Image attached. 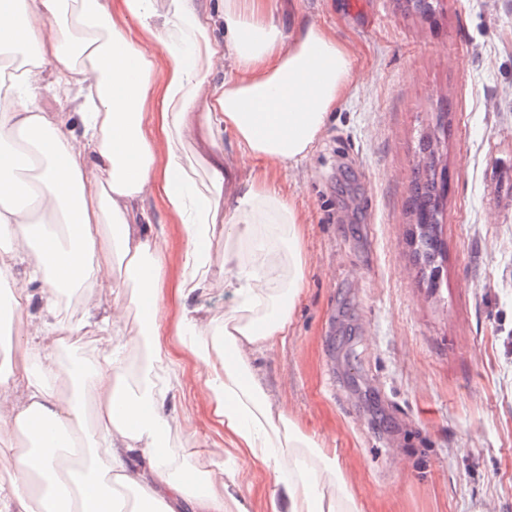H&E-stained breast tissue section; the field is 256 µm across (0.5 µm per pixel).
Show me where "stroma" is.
I'll return each instance as SVG.
<instances>
[{
    "mask_svg": "<svg viewBox=\"0 0 512 512\" xmlns=\"http://www.w3.org/2000/svg\"><path fill=\"white\" fill-rule=\"evenodd\" d=\"M349 43L355 76L311 153L276 167L305 221L307 287L254 359L270 399L335 450L361 512H512V0H302ZM449 111L445 260L421 278L407 200L417 139ZM168 348L170 473L220 475L206 370ZM92 330L58 349L54 390L103 361ZM265 512L274 476L241 459Z\"/></svg>",
    "mask_w": 512,
    "mask_h": 512,
    "instance_id": "obj_1",
    "label": "stroma"
}]
</instances>
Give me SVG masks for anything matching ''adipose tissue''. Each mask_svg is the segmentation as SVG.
Instances as JSON below:
<instances>
[{
  "label": "adipose tissue",
  "instance_id": "adipose-tissue-1",
  "mask_svg": "<svg viewBox=\"0 0 512 512\" xmlns=\"http://www.w3.org/2000/svg\"><path fill=\"white\" fill-rule=\"evenodd\" d=\"M8 46L35 57L0 67V242L8 244L0 275L23 265L44 286L36 296L22 284L11 293L18 311L39 299L43 319L17 337L21 367L0 374V428L30 442L0 512H146L155 502L164 512H244L236 469L219 483L169 477L166 393L126 387L116 355L76 372L72 395L46 385L58 366L61 292L108 288L120 301L130 284L140 290L154 361L169 355L166 335L177 336L211 371L209 400L230 452L273 473L266 512H360L337 458L274 406L253 367L255 354L287 336L307 286L301 216L269 174L312 151L353 80L352 48L314 23L284 27L276 0H218L212 11L198 0H0V47ZM47 81L79 114L81 134L43 112ZM225 130L239 153L217 154L202 177L184 147H210ZM21 149L40 161L35 181L14 174ZM148 197L181 227L179 263L142 206ZM37 213L62 217L65 232L37 231ZM219 230L232 303L218 343L188 302L212 285L200 244ZM106 239L123 249V278L98 259ZM170 301L177 313L166 329L159 314ZM19 381L24 403L2 406ZM90 407L96 424L81 444L93 461L61 465L54 432L76 427Z\"/></svg>",
  "mask_w": 512,
  "mask_h": 512
}]
</instances>
